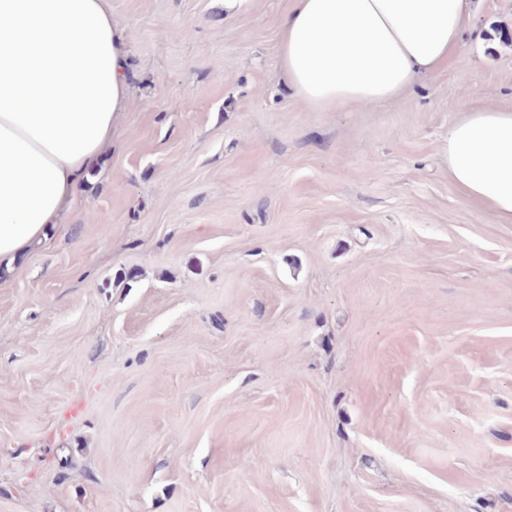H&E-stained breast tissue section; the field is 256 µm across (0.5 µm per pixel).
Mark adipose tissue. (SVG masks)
Instances as JSON below:
<instances>
[{
  "instance_id": "adipose-tissue-1",
  "label": "adipose tissue",
  "mask_w": 512,
  "mask_h": 512,
  "mask_svg": "<svg viewBox=\"0 0 512 512\" xmlns=\"http://www.w3.org/2000/svg\"><path fill=\"white\" fill-rule=\"evenodd\" d=\"M472 0H293L277 31L290 94L314 112L381 105L447 66ZM131 96L110 0H0V266L62 222ZM448 176L512 223V108L448 128Z\"/></svg>"
}]
</instances>
